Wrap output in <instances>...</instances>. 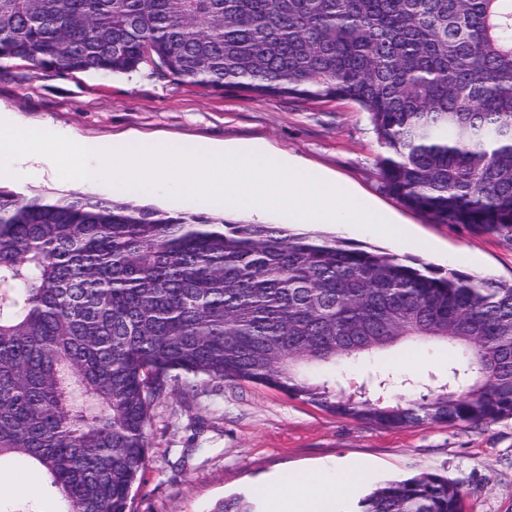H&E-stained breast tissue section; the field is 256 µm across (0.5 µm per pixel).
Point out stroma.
I'll use <instances>...</instances> for the list:
<instances>
[{
  "instance_id": "1",
  "label": "stroma",
  "mask_w": 512,
  "mask_h": 512,
  "mask_svg": "<svg viewBox=\"0 0 512 512\" xmlns=\"http://www.w3.org/2000/svg\"><path fill=\"white\" fill-rule=\"evenodd\" d=\"M0 118L65 136L129 147L168 140L267 148L350 186L413 233L410 241L354 224L324 225L348 243L378 247L436 269L512 281V242L459 224H438L406 206L386 186L376 164L381 147L366 112L350 101H303L288 95L245 98L216 93L145 65L122 75L36 71L23 60H0ZM22 194L68 191L152 205L164 211L213 212L212 201L146 192L109 182L77 184L44 175L4 182ZM450 349L429 344L340 364L345 378H361L393 363L426 377L448 369ZM148 466L132 491L134 512H212L225 496L251 497L256 512L270 503L254 493L281 474L354 464L360 483L337 498L351 512L386 480L437 472L465 493L463 512H512V418L478 426L424 423L381 427L328 412L267 386L199 377L176 382L153 410ZM35 497L39 512H59L57 494L31 490L27 470L0 467V505Z\"/></svg>"
}]
</instances>
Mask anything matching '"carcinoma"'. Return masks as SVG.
<instances>
[{"label": "carcinoma", "mask_w": 512, "mask_h": 512, "mask_svg": "<svg viewBox=\"0 0 512 512\" xmlns=\"http://www.w3.org/2000/svg\"><path fill=\"white\" fill-rule=\"evenodd\" d=\"M1 59L350 100L406 205L512 241V0H0ZM413 339L455 347L447 379L378 371L354 397L333 375ZM181 375L387 427L512 416V282L283 224L0 188V467L27 468L61 512H131L155 402ZM462 500L423 472L352 512Z\"/></svg>", "instance_id": "1"}]
</instances>
